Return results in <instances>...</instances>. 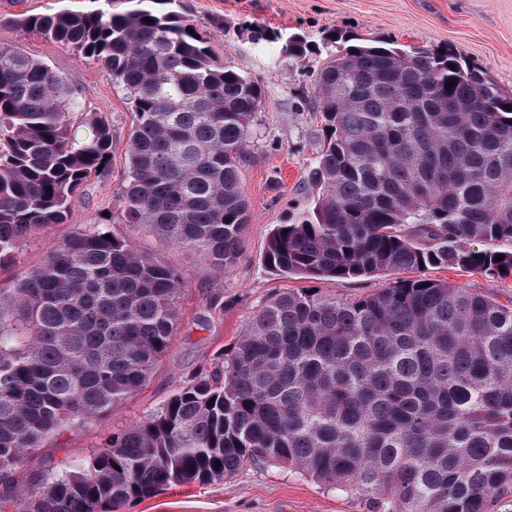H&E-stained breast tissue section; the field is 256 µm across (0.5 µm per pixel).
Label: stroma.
Segmentation results:
<instances>
[{"instance_id": "1", "label": "stroma", "mask_w": 512, "mask_h": 512, "mask_svg": "<svg viewBox=\"0 0 512 512\" xmlns=\"http://www.w3.org/2000/svg\"><path fill=\"white\" fill-rule=\"evenodd\" d=\"M59 0H0V47L45 63L65 78L85 111L106 120L112 155L98 176L80 187L65 223L42 229L16 263L0 266V284L43 263L56 242L102 225L104 232L163 255L182 278L180 320L167 352L144 387L112 411L74 422L47 437L11 473L25 486L32 474H61L88 460L105 441L132 423L152 417L196 376L213 370L246 332L253 316L300 279L275 274L265 261L271 229L309 210L319 193L311 179L323 143L314 78L334 46L330 34L345 31L364 40L392 41L437 52L454 51L499 88L512 93V0H184L187 15L206 29L220 60L231 61L258 81L265 105L252 129L250 155L241 169L249 205L242 253L227 271L191 256L141 224L122 221L120 195L128 180L127 145L134 114L124 91L99 64L69 48L12 24L20 12L45 13ZM297 35L312 53L296 57L282 48ZM427 277L461 284L501 303L512 301V278L490 279L476 271L431 268ZM395 273L348 279L324 278L311 286L337 298L373 293ZM116 512H366L358 496L320 486L288 468L261 463L235 477L205 485H176Z\"/></svg>"}]
</instances>
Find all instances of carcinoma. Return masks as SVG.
Listing matches in <instances>:
<instances>
[{
  "mask_svg": "<svg viewBox=\"0 0 512 512\" xmlns=\"http://www.w3.org/2000/svg\"><path fill=\"white\" fill-rule=\"evenodd\" d=\"M88 2L14 22L100 62L125 91L136 123L123 222L231 268L258 82L217 59L182 0ZM333 42L314 79L320 192L271 231L268 265L309 280L440 266L511 277L512 95L455 52L343 32ZM111 149L108 123L61 75L0 47V264L66 220ZM181 293L162 257L95 229L0 287L1 480L51 432L145 385ZM257 462L357 495L369 512H490L512 494V304L424 276L362 297L284 291L211 373L83 469L5 484L0 512H99Z\"/></svg>",
  "mask_w": 512,
  "mask_h": 512,
  "instance_id": "obj_1",
  "label": "carcinoma"
}]
</instances>
